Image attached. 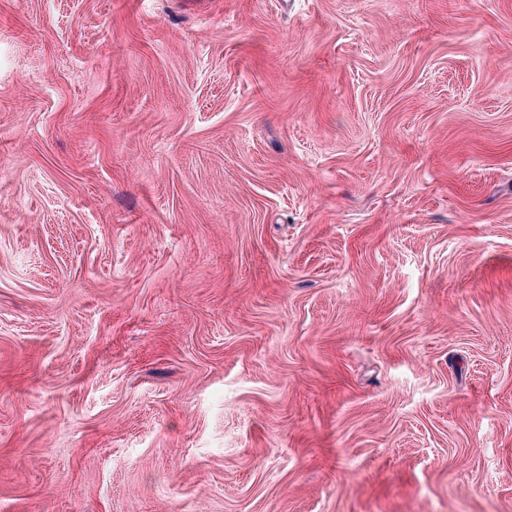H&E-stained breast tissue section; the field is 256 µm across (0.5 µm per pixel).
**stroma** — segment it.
I'll return each mask as SVG.
<instances>
[{
    "label": "stroma",
    "mask_w": 512,
    "mask_h": 512,
    "mask_svg": "<svg viewBox=\"0 0 512 512\" xmlns=\"http://www.w3.org/2000/svg\"><path fill=\"white\" fill-rule=\"evenodd\" d=\"M0 512H512V0H0Z\"/></svg>",
    "instance_id": "obj_1"
}]
</instances>
